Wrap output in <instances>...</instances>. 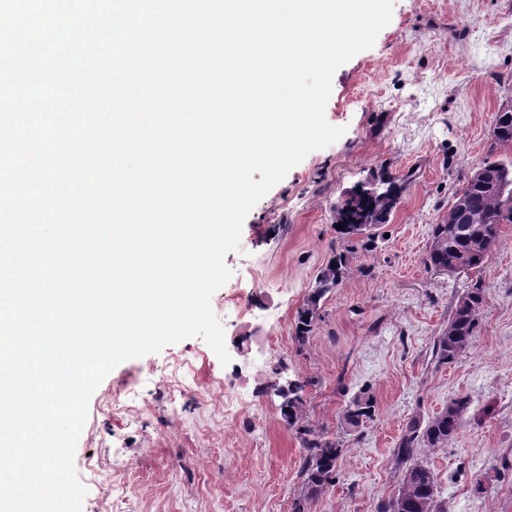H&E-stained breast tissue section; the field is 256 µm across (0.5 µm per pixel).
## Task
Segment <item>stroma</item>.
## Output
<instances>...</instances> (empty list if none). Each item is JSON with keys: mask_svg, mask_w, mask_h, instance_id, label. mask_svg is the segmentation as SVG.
Masks as SVG:
<instances>
[{"mask_svg": "<svg viewBox=\"0 0 512 512\" xmlns=\"http://www.w3.org/2000/svg\"><path fill=\"white\" fill-rule=\"evenodd\" d=\"M512 104V0H395L374 46L339 67L325 108L345 127L308 154L246 217L232 278L212 297L229 364L200 338L115 367L93 393L75 468L82 512H290L303 449L270 384L306 381L305 425L336 441L337 479L307 512H377L397 492L393 450L411 419L471 400L443 448L414 458L437 481L442 512H512V223L478 268L426 263L471 170L492 147L496 112ZM412 174L377 246L340 239L334 207L381 167ZM349 269L322 300L305 346L298 309L334 252ZM488 298L472 346L441 364L434 342L459 297ZM370 388L373 419L348 427V400Z\"/></svg>", "mask_w": 512, "mask_h": 512, "instance_id": "35a3bbf8", "label": "stroma"}]
</instances>
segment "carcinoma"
Instances as JSON below:
<instances>
[{
    "label": "carcinoma",
    "mask_w": 512,
    "mask_h": 512,
    "mask_svg": "<svg viewBox=\"0 0 512 512\" xmlns=\"http://www.w3.org/2000/svg\"><path fill=\"white\" fill-rule=\"evenodd\" d=\"M495 138L498 145H512V108L496 113ZM480 167L486 180L475 175L466 179L465 186L456 192L471 211L481 215V220L470 222L463 212L450 206L442 223L432 227L427 261L433 267L465 264L473 269L481 266L500 244L501 225L512 223V159H501L490 154ZM409 178L395 177L384 170L373 181L361 183L347 193V198L336 203V230L340 238L354 235L356 224L368 225L366 245L372 246L375 234L372 230L388 223ZM349 258L337 253L317 274L315 286L297 312L294 329L295 342L302 346L321 321L320 302L327 293L337 287L348 267ZM487 299L485 288L477 282L466 289L458 299L448 320V330L437 337L435 353L438 361L448 363L465 352L473 343L478 321ZM309 381L293 382L288 393L280 395V413L284 421L297 428L303 456L300 477L304 495L292 504V512H305V503L321 490L336 481L337 461L341 448L316 430L302 425L305 402L302 392ZM470 399L457 397L448 401L442 411L426 423L413 419L403 430L395 454L405 465L403 479L396 500H387L377 507V512H437V485L433 472L414 460V452L420 444L427 447H445L461 426ZM375 401L368 390L363 389L345 405L343 420L351 427L359 426L375 414Z\"/></svg>",
    "instance_id": "cac0c4a2"
}]
</instances>
